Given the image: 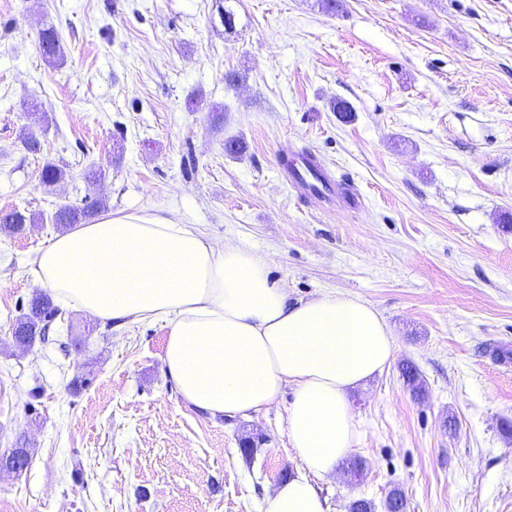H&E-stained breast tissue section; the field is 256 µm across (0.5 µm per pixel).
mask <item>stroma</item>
I'll return each mask as SVG.
<instances>
[{
  "instance_id": "obj_1",
  "label": "stroma",
  "mask_w": 512,
  "mask_h": 512,
  "mask_svg": "<svg viewBox=\"0 0 512 512\" xmlns=\"http://www.w3.org/2000/svg\"><path fill=\"white\" fill-rule=\"evenodd\" d=\"M292 153L317 158L334 202L287 179ZM88 194L263 254L290 300L338 291L381 313L394 358L349 395L367 466L320 480L329 512H384L395 488L406 512H512V0H0V211L36 217L0 232V453L32 455L0 473V512H264L299 466L284 406H187L166 324L70 308L48 343L14 346L53 215Z\"/></svg>"
}]
</instances>
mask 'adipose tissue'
Listing matches in <instances>:
<instances>
[{"instance_id":"adipose-tissue-1","label":"adipose tissue","mask_w":512,"mask_h":512,"mask_svg":"<svg viewBox=\"0 0 512 512\" xmlns=\"http://www.w3.org/2000/svg\"><path fill=\"white\" fill-rule=\"evenodd\" d=\"M30 279L58 304L101 321L166 322L165 371L200 411L233 417L284 405L303 471L274 489L266 512H329L316 482L356 438L348 394L396 351L374 306L341 292L291 302L262 254L137 215L56 236L38 250Z\"/></svg>"}]
</instances>
